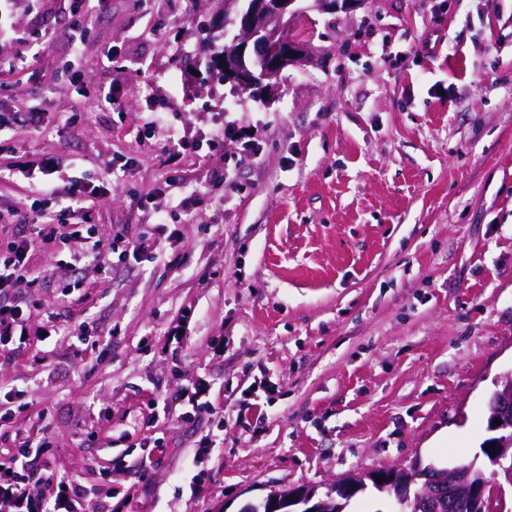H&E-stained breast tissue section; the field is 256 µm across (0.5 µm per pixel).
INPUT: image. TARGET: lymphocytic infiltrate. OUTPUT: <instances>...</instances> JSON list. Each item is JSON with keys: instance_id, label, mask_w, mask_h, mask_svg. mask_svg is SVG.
Wrapping results in <instances>:
<instances>
[{"instance_id": "lymphocytic-infiltrate-1", "label": "lymphocytic infiltrate", "mask_w": 512, "mask_h": 512, "mask_svg": "<svg viewBox=\"0 0 512 512\" xmlns=\"http://www.w3.org/2000/svg\"><path fill=\"white\" fill-rule=\"evenodd\" d=\"M52 161H45L41 172L44 182L37 187V196L32 202L39 210L41 223L15 224L13 239L6 254L0 255V357L10 356L16 338L25 336L24 325L30 307L16 302L14 292L19 284L36 287L31 278L28 258L35 246L56 238L61 229H68L70 237H80L77 223H66V216L84 213L87 204L98 203L112 193L111 183H93L85 176L72 177L64 194H57L47 182L52 175ZM158 239H128L121 231H113L108 246L93 243L86 250L71 254L69 266L73 277L66 286L67 294L80 291L84 273L93 268L106 270L111 255H134L156 251L161 239L176 237V230L160 225ZM46 448L45 441H26L18 457L8 467H0V512H82L80 504L83 493L69 477L46 470L40 458Z\"/></svg>"}]
</instances>
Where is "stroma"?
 <instances>
[{
	"label": "stroma",
	"instance_id": "obj_1",
	"mask_svg": "<svg viewBox=\"0 0 512 512\" xmlns=\"http://www.w3.org/2000/svg\"><path fill=\"white\" fill-rule=\"evenodd\" d=\"M312 4L293 28L312 31L313 62L253 98L207 68L235 33L212 0H109L76 53L70 0H0V202L30 214L21 170L50 157L58 188L77 170L111 182L86 217L98 238L183 231L87 273L81 303L62 293L78 241L30 253L46 274L18 289L40 302L31 328L88 337L0 363L17 393L0 464L42 429L89 503L239 512L274 489L479 453L512 371V0ZM201 380L193 412L179 395Z\"/></svg>",
	"mask_w": 512,
	"mask_h": 512
}]
</instances>
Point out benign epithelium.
<instances>
[{
    "label": "benign epithelium",
    "instance_id": "1",
    "mask_svg": "<svg viewBox=\"0 0 512 512\" xmlns=\"http://www.w3.org/2000/svg\"><path fill=\"white\" fill-rule=\"evenodd\" d=\"M296 2L250 0L243 5L241 0H224V16L235 14L241 25L218 66L225 71L224 83L237 93L249 92L247 86L252 83L255 69L261 70L263 79L269 81L289 66L312 60L309 43L287 39L281 27L285 15L299 13ZM487 406L489 430L496 433L485 445L493 467L489 478L474 470V465L461 461L440 472V488H448V493L418 489L424 469L421 462L415 461L408 466L342 477L322 494L318 488L305 485L273 490L261 501L246 503L239 512H255L259 508L266 512H344L346 501L363 490L366 482L379 478L381 488L395 489L396 512H444L458 500L466 502L470 512H502V488L506 484L512 487V372L501 376Z\"/></svg>",
    "mask_w": 512,
    "mask_h": 512
}]
</instances>
